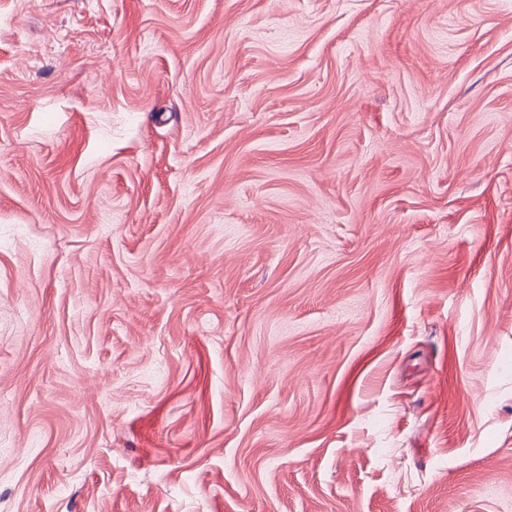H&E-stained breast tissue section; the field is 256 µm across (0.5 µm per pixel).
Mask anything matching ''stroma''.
I'll use <instances>...</instances> for the list:
<instances>
[{
	"mask_svg": "<svg viewBox=\"0 0 512 512\" xmlns=\"http://www.w3.org/2000/svg\"><path fill=\"white\" fill-rule=\"evenodd\" d=\"M512 512V0H0V512Z\"/></svg>",
	"mask_w": 512,
	"mask_h": 512,
	"instance_id": "obj_1",
	"label": "stroma"
}]
</instances>
